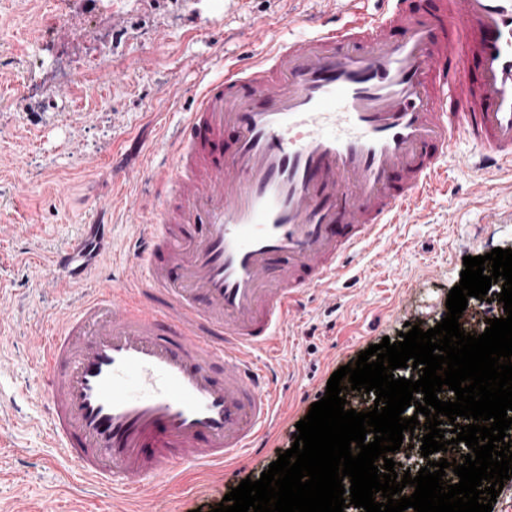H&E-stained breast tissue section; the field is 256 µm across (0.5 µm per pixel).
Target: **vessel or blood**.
Listing matches in <instances>:
<instances>
[{
    "mask_svg": "<svg viewBox=\"0 0 512 512\" xmlns=\"http://www.w3.org/2000/svg\"><path fill=\"white\" fill-rule=\"evenodd\" d=\"M310 31L265 33L225 59L183 113L153 195L90 288L78 236L39 264L72 311L40 337L46 421L85 488L132 498L179 482L186 463L224 470L285 419L267 363L305 292L423 206L458 140L472 168L512 171V0H318Z\"/></svg>",
    "mask_w": 512,
    "mask_h": 512,
    "instance_id": "b4317fda",
    "label": "vessel or blood"
}]
</instances>
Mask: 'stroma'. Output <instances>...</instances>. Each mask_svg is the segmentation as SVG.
Segmentation results:
<instances>
[{
    "instance_id": "obj_1",
    "label": "stroma",
    "mask_w": 512,
    "mask_h": 512,
    "mask_svg": "<svg viewBox=\"0 0 512 512\" xmlns=\"http://www.w3.org/2000/svg\"><path fill=\"white\" fill-rule=\"evenodd\" d=\"M311 0H0V289L14 299L0 328V512H104L110 485L85 492L45 424V377L32 352L74 295L55 290L32 260L71 241L105 208L113 247L134 219L112 187L116 168L170 161L182 105L260 26L291 34L289 12ZM460 142L442 161L445 186L393 227L337 280L331 303L306 305L271 362L288 406L267 446L210 474L186 471L182 486L138 502L139 512H211L242 479L259 480L334 371L360 351L398 341L407 325L435 327L467 256L512 248V177L490 180L460 165Z\"/></svg>"
}]
</instances>
